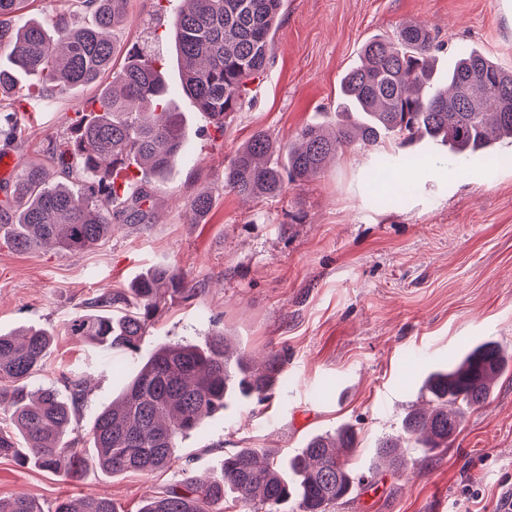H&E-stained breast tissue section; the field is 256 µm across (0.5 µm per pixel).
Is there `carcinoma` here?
Segmentation results:
<instances>
[{
	"instance_id": "1",
	"label": "carcinoma",
	"mask_w": 512,
	"mask_h": 512,
	"mask_svg": "<svg viewBox=\"0 0 512 512\" xmlns=\"http://www.w3.org/2000/svg\"><path fill=\"white\" fill-rule=\"evenodd\" d=\"M28 2L0 0V53H6L0 95L14 93L21 74L38 78L21 94L24 100H50L97 83L112 66L110 31L125 20L128 0H72L47 21L25 15ZM181 2L170 17L181 87L222 134L248 102L249 84L272 64L284 0ZM78 9L93 15V25L75 24ZM442 49L430 30L412 21L400 24L392 38L367 41L360 63L341 79L336 125L307 124L286 147L266 131L255 133L224 166V188L250 200L275 197L320 174L341 149L375 146L390 135L401 147L414 138L445 142L460 165L494 140L512 138V70L474 48L458 51L452 65L440 70L436 57ZM162 63L131 49L74 136L50 147L54 177L41 165L21 171L10 198L0 204V228L12 247L79 255L111 235L116 224L150 223L155 191L186 148L184 120L170 101ZM431 160L422 152L389 154L378 157L376 167L411 170ZM117 166L138 174L122 191L113 184ZM212 207L209 191L187 202L199 218ZM195 296L196 288L175 268L158 265L125 291L98 297L71 320L69 331L101 348L134 354L158 315L175 299ZM51 343L52 333L37 326L20 339L0 335V407L8 412L0 457L77 480L88 460L68 435L85 398L83 383L63 378L61 389L29 386ZM285 365L279 352L256 362L222 330L202 346H158L131 375L118 374L119 397L98 413L89 431L93 462L114 476L171 469L179 439L219 410L268 398L286 381ZM507 367L508 354L487 342L454 365L431 371L421 386L427 407L404 416L403 436L376 444L367 474L353 464L358 431L342 424L333 434L312 436L292 457L240 448L224 456L215 473L185 471L177 483L146 497L139 512H224L229 499L249 512H282L288 503L292 512H333L379 467H405L404 449L429 456L448 447L465 411L489 402ZM0 512L44 509L26 496L0 497ZM54 512L117 510L107 498L84 496L58 502Z\"/></svg>"
}]
</instances>
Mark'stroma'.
I'll return each mask as SVG.
<instances>
[{"mask_svg":"<svg viewBox=\"0 0 512 512\" xmlns=\"http://www.w3.org/2000/svg\"><path fill=\"white\" fill-rule=\"evenodd\" d=\"M167 0H129L125 22L111 39L119 52L144 45L165 59L172 100L184 115L188 160L176 163L155 196L154 221L124 224L79 255L18 251L0 236V334L37 325L55 338L33 385L81 378L86 397L72 433L89 444L93 418L120 391L118 367L146 360L162 343L204 344L227 330L237 345L263 356L286 350L288 387L267 402L219 412L179 442L176 469L110 476L95 464L76 481L11 459H0V497L26 495L44 512L68 498L111 499L119 512H139L144 499L179 478L219 469L240 448L300 451L315 432L353 425L362 461L375 443L401 435V422L422 406L420 386L433 369L455 363L492 341L512 353V141L457 165L442 144L432 165L398 169L410 185L407 204L380 207L369 178L374 157L393 142L340 151L303 186L262 201L224 187V166L255 132L292 142L313 122L331 123L339 83L363 43L391 37L399 24L419 21L445 48H476L512 70V0H285L275 34L274 62L251 84L252 101L216 132L179 92L170 50ZM98 94L76 87L56 101H12L21 143L0 132V153L21 165L49 164V141L65 139ZM216 203L192 222L186 203L200 190ZM167 263L197 288L174 304L145 336L137 357H115L66 326L100 295L131 284ZM398 473L374 484L335 512H496L512 488V366L487 405L469 412L448 447L426 457L409 449Z\"/></svg>","mask_w":512,"mask_h":512,"instance_id":"stroma-1","label":"stroma"}]
</instances>
